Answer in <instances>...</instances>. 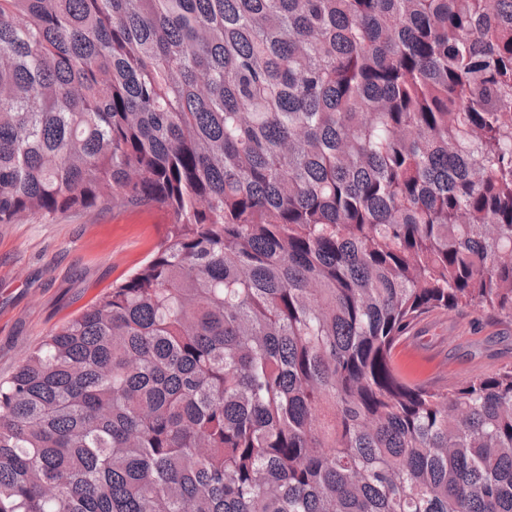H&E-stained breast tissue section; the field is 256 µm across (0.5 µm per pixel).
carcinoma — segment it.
Segmentation results:
<instances>
[{
  "label": "carcinoma",
  "mask_w": 512,
  "mask_h": 512,
  "mask_svg": "<svg viewBox=\"0 0 512 512\" xmlns=\"http://www.w3.org/2000/svg\"><path fill=\"white\" fill-rule=\"evenodd\" d=\"M172 216L0 383V512H512V0H0V224ZM426 376L424 386H452L512 364V321L469 310L436 314L416 324L393 348Z\"/></svg>",
  "instance_id": "cac0c4a2"
}]
</instances>
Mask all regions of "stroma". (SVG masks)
Instances as JSON below:
<instances>
[{"label": "stroma", "instance_id": "35a3bbf8", "mask_svg": "<svg viewBox=\"0 0 512 512\" xmlns=\"http://www.w3.org/2000/svg\"><path fill=\"white\" fill-rule=\"evenodd\" d=\"M151 217L101 205L0 224V379L44 334L141 265L165 237ZM430 386L512 364V321L468 310L436 314L397 342Z\"/></svg>", "mask_w": 512, "mask_h": 512}]
</instances>
